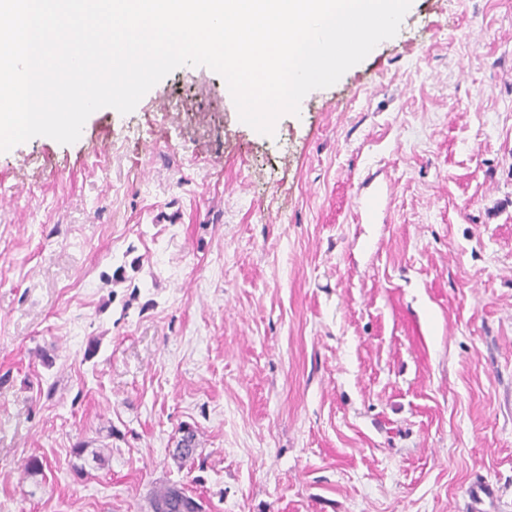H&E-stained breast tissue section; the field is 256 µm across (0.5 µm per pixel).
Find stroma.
Here are the masks:
<instances>
[{"mask_svg":"<svg viewBox=\"0 0 512 512\" xmlns=\"http://www.w3.org/2000/svg\"><path fill=\"white\" fill-rule=\"evenodd\" d=\"M0 190V512H512V0H412L270 136L180 67ZM153 512H201L202 505L183 486L170 485L151 497Z\"/></svg>","mask_w":512,"mask_h":512,"instance_id":"stroma-1","label":"stroma"}]
</instances>
